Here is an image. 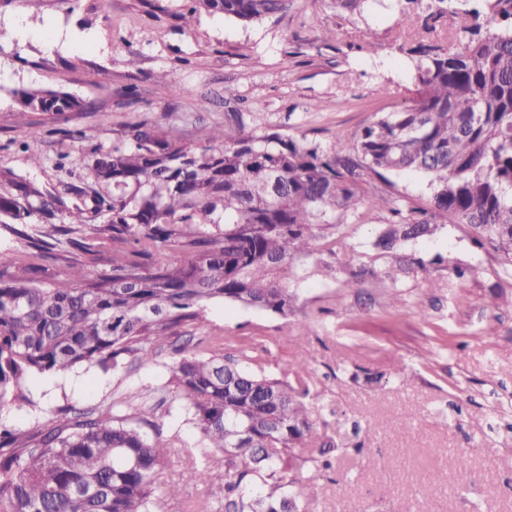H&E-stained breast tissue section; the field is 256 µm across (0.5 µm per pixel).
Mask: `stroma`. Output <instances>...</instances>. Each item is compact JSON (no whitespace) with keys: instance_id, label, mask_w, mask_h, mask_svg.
I'll return each instance as SVG.
<instances>
[{"instance_id":"obj_1","label":"stroma","mask_w":512,"mask_h":512,"mask_svg":"<svg viewBox=\"0 0 512 512\" xmlns=\"http://www.w3.org/2000/svg\"><path fill=\"white\" fill-rule=\"evenodd\" d=\"M193 0H0V168L52 187L91 189L88 159L111 147L128 125L147 122L194 145L201 128L241 125L277 131L330 149L381 114L408 106L405 51L420 42L452 45L457 22L434 21L401 0L359 14L341 0H291L286 11L244 25L206 12ZM194 13L192 26L183 16ZM372 31L364 42V31ZM57 46L46 51V38ZM61 89L87 110L27 113L18 119L15 90ZM233 89L235 100L224 98ZM41 133L42 162L22 148ZM370 197L385 196L404 216L430 211L431 190L419 173L374 179ZM392 211L358 208L337 216L347 238L337 253L303 259L305 276L290 281L294 315L283 317L216 301L201 320L135 357L128 372L81 367L65 377L32 381L33 405H0V426L32 429L63 406L123 409L127 421L169 450L159 485L179 478L199 445L190 412L161 386L178 349L242 358L247 370L279 378L297 357L306 372L319 427L342 451L329 470L312 462L314 445L297 448L308 512H512V269L478 248L472 230L441 223L410 243L426 261L391 281L390 255L372 242ZM88 251H43L0 224V282L27 270L39 287L66 279L72 265L108 273L117 249L111 234L81 232ZM376 276L355 282L360 267ZM465 268L457 277L456 268ZM378 374L366 383L364 372ZM418 415L410 423L409 415ZM360 425L361 439L351 429ZM465 452L459 469L456 452ZM224 491L188 484L160 501V512H216Z\"/></svg>"}]
</instances>
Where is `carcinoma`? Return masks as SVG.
I'll list each match as a JSON object with an SVG mask.
<instances>
[{
  "instance_id": "1",
  "label": "carcinoma",
  "mask_w": 512,
  "mask_h": 512,
  "mask_svg": "<svg viewBox=\"0 0 512 512\" xmlns=\"http://www.w3.org/2000/svg\"><path fill=\"white\" fill-rule=\"evenodd\" d=\"M204 10L244 23L288 8L290 0H194ZM430 17L461 19L454 47L407 49L412 104L364 126L354 141L328 151L277 132L246 134L203 128L202 144L147 123L131 125L109 150H97L91 204L67 206L66 186L51 190L0 169V224L44 250L62 243L87 249L76 224L104 218L98 232L126 251L112 272L71 277L40 288L26 275L0 284V404L32 402L29 380L66 375L82 366L117 373L127 359L201 318L222 300L288 316V280L303 277L300 259L325 242L336 253L344 214L392 200L364 199L368 180L416 172L429 178L434 215L471 227L474 242L512 266V0H455ZM23 112L82 111L83 100L62 90L16 91ZM23 147L41 162L40 140ZM64 210L65 224L52 223ZM40 218L49 229L33 237L17 228ZM426 221L383 225L372 246L394 255L405 271L407 243L433 234ZM179 242L189 257L172 262ZM199 432L200 460L181 480L224 488V512H300L293 478L295 449L318 435L307 378L295 382L243 371L232 356L179 349L166 381ZM338 450L324 440L313 463L329 469ZM221 453L224 465L211 462ZM169 448L149 441L109 410H70L35 431L0 429V512H154L179 484L156 487Z\"/></svg>"
}]
</instances>
